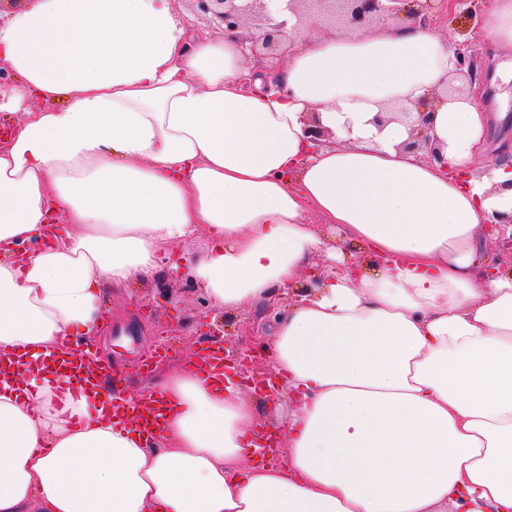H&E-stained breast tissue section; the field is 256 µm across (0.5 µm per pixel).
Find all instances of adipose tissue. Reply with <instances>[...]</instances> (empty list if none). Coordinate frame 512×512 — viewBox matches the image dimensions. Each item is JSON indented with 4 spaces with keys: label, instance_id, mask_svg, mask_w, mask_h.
Returning <instances> with one entry per match:
<instances>
[{
    "label": "adipose tissue",
    "instance_id": "obj_1",
    "mask_svg": "<svg viewBox=\"0 0 512 512\" xmlns=\"http://www.w3.org/2000/svg\"><path fill=\"white\" fill-rule=\"evenodd\" d=\"M0 67V111H22L0 147V352L30 361L0 381V512H512V274L488 275L477 236L512 214V141L469 87L433 106L443 163L402 148L457 74L445 40L323 31L285 56L283 91L246 93L238 39L192 33L169 0H36L0 28ZM312 213L376 265L279 321L283 464L246 467L253 409L220 376L160 373L154 435L61 394L44 363L100 334L103 286L154 281L202 235L193 279L251 307L323 247Z\"/></svg>",
    "mask_w": 512,
    "mask_h": 512
}]
</instances>
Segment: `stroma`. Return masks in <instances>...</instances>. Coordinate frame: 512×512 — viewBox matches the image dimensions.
Returning a JSON list of instances; mask_svg holds the SVG:
<instances>
[{"instance_id":"obj_1","label":"stroma","mask_w":512,"mask_h":512,"mask_svg":"<svg viewBox=\"0 0 512 512\" xmlns=\"http://www.w3.org/2000/svg\"><path fill=\"white\" fill-rule=\"evenodd\" d=\"M490 5L491 0H467L460 8L449 11L447 16L437 20L431 31L447 40L449 45L470 44L474 55L483 65H503L512 58L496 50L480 26L481 20L488 17ZM309 221L316 224L327 247L336 250L332 257L328 256L326 250L315 254L311 259L314 268H325L336 258L347 264H368L365 251L347 241L337 229L319 223L314 215L310 216ZM314 288L312 277L306 272L293 284L289 294H277L274 308H267L261 303L242 310L213 309V318L224 321L225 347L247 345L253 347L258 355H267L275 341L273 332L276 321L300 296L313 292ZM202 301V292L189 289L184 282H172L170 275L165 272L146 285L134 283L124 290H105L102 297L107 321L104 343L113 364L128 371L130 391L141 388L143 380L135 373L134 367L151 348L163 326L172 324L178 329L170 353L173 363H181L206 346L205 337L199 336L194 327L202 311Z\"/></svg>"}]
</instances>
